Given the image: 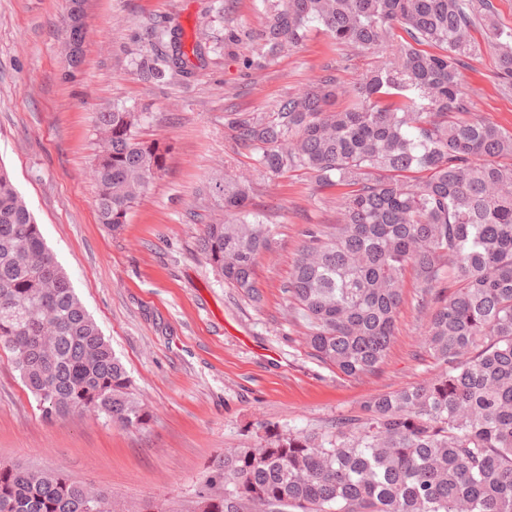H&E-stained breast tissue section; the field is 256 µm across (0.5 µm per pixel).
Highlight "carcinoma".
<instances>
[{
	"label": "carcinoma",
	"mask_w": 512,
	"mask_h": 512,
	"mask_svg": "<svg viewBox=\"0 0 512 512\" xmlns=\"http://www.w3.org/2000/svg\"><path fill=\"white\" fill-rule=\"evenodd\" d=\"M68 40L80 58L82 0ZM264 28L243 42L276 55L320 23L336 48L395 43L349 90L335 76L268 115L232 112L237 142L265 173L309 171L344 188L341 217L310 224L282 292L307 345L347 377L374 372L390 347L407 272L434 308L421 347L442 366L430 382L373 395L324 429H270L208 466L195 512H512V130L470 116L460 68L481 26L512 89V28L492 0H264ZM178 34L152 31L136 63L156 82L192 75ZM349 103L335 108L338 96ZM144 113L95 114L99 222L117 230L169 148L138 135ZM249 181L217 171L209 197L224 220L198 247L231 287L258 297L268 225L249 219ZM0 347L47 417L98 412L123 429L150 419L128 373L0 168ZM108 494L59 469L0 463V512H111Z\"/></svg>",
	"instance_id": "carcinoma-1"
}]
</instances>
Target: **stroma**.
<instances>
[{"mask_svg":"<svg viewBox=\"0 0 512 512\" xmlns=\"http://www.w3.org/2000/svg\"><path fill=\"white\" fill-rule=\"evenodd\" d=\"M69 0H0V167L32 212L77 296L125 364L152 418L142 429L94 413L46 417L0 352V462L74 478L109 494L115 512H192L208 465L260 442L266 429L320 428L360 414L370 396L428 382L438 371L418 346L432 307L407 277L395 335L378 369L336 374L306 343L282 292L306 225L336 223L339 190L295 169L263 174L240 146L231 112L275 111L331 74L352 86L372 53L337 51L318 23L302 45L276 57L239 46L214 50L229 32L264 27L263 0H88L83 62L63 48ZM178 29L207 48L191 77L158 83L134 65L150 27ZM460 70L472 117L512 130V90L497 75L484 30ZM147 115L139 134L170 147L168 167L120 230L99 224L89 175L94 116L112 105ZM253 182L249 209L272 244L256 269L258 299L224 283L197 240L221 217L205 186L219 169Z\"/></svg>","mask_w":512,"mask_h":512,"instance_id":"stroma-1","label":"stroma"}]
</instances>
